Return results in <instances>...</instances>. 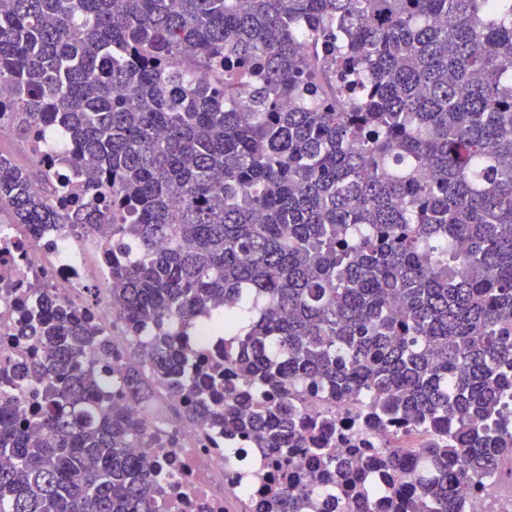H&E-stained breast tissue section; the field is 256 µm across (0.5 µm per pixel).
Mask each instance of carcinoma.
<instances>
[{"mask_svg":"<svg viewBox=\"0 0 512 512\" xmlns=\"http://www.w3.org/2000/svg\"><path fill=\"white\" fill-rule=\"evenodd\" d=\"M1 82L83 195L0 157V209L108 228L145 340L115 401L77 361L111 349L39 291L44 357L0 374V512H165L129 451L153 380L286 476L311 455L280 512L328 480L346 512H461L456 486L512 477V0H0ZM201 318L222 372L185 348ZM308 383L350 421L306 412ZM394 424L419 447L372 441Z\"/></svg>","mask_w":512,"mask_h":512,"instance_id":"1","label":"carcinoma"}]
</instances>
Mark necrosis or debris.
I'll return each mask as SVG.
<instances>
[{
    "mask_svg": "<svg viewBox=\"0 0 512 512\" xmlns=\"http://www.w3.org/2000/svg\"><path fill=\"white\" fill-rule=\"evenodd\" d=\"M110 268L100 249L84 245L71 225L36 232L24 224H0V367L40 356L39 347L19 334L39 286L96 325L116 357L104 362L89 351L80 362L100 365L107 375L113 365L137 364V346L115 320L119 303L105 287ZM133 414L145 434L137 454L147 468L169 478L161 487L168 512H257L277 490L275 468L253 464L255 450L246 439H226L180 416L162 419L147 406Z\"/></svg>",
    "mask_w": 512,
    "mask_h": 512,
    "instance_id": "obj_1",
    "label": "necrosis or debris"
}]
</instances>
